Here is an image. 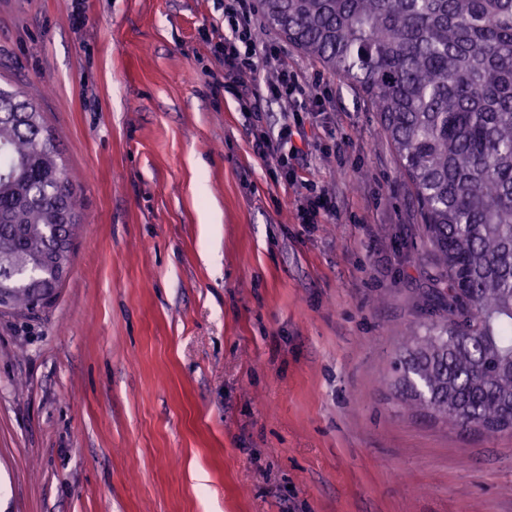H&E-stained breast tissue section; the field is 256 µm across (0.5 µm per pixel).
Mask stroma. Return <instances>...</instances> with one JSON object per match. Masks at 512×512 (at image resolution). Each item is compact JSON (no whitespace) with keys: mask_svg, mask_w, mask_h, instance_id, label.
I'll return each instance as SVG.
<instances>
[{"mask_svg":"<svg viewBox=\"0 0 512 512\" xmlns=\"http://www.w3.org/2000/svg\"><path fill=\"white\" fill-rule=\"evenodd\" d=\"M224 0H0V81L38 100L84 233L54 303L0 314V512H512V435L402 411L435 267L368 99L318 82L300 187L252 142Z\"/></svg>","mask_w":512,"mask_h":512,"instance_id":"35a3bbf8","label":"stroma"}]
</instances>
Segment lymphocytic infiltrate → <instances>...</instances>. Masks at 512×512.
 I'll use <instances>...</instances> for the list:
<instances>
[{"instance_id": "1", "label": "lymphocytic infiltrate", "mask_w": 512, "mask_h": 512, "mask_svg": "<svg viewBox=\"0 0 512 512\" xmlns=\"http://www.w3.org/2000/svg\"><path fill=\"white\" fill-rule=\"evenodd\" d=\"M257 15V0H224V20L229 29L224 38V79L236 87L241 99L267 98L289 105L296 112L293 124L257 134L255 150L288 182L304 190L297 214L302 223L313 224L318 217L333 215L334 203L313 182L298 180L291 162L302 155L299 142L307 137L301 112L311 106L325 111L327 97L318 85L300 80L298 73L288 68L277 43H256L253 26Z\"/></svg>"}]
</instances>
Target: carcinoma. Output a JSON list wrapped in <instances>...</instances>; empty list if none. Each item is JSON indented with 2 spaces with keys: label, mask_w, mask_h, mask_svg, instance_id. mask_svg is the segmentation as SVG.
Wrapping results in <instances>:
<instances>
[{
  "label": "carcinoma",
  "mask_w": 512,
  "mask_h": 512,
  "mask_svg": "<svg viewBox=\"0 0 512 512\" xmlns=\"http://www.w3.org/2000/svg\"><path fill=\"white\" fill-rule=\"evenodd\" d=\"M269 26L380 114L437 270L401 402L461 430L512 432V0H261ZM43 112L0 87V288L7 313L51 305L52 254L81 216Z\"/></svg>",
  "instance_id": "1"
}]
</instances>
